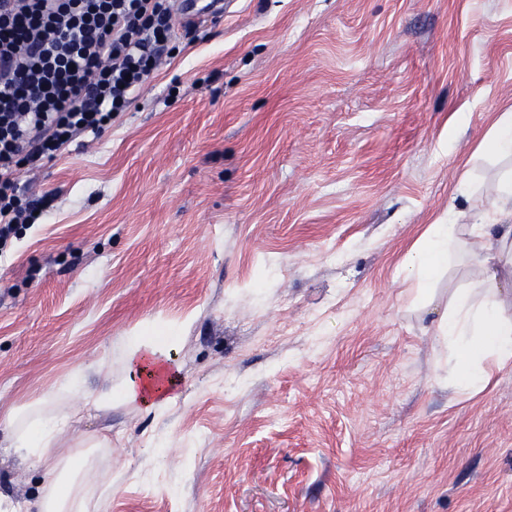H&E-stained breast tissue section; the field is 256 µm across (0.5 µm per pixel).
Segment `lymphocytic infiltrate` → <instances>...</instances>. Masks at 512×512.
I'll return each mask as SVG.
<instances>
[{
    "mask_svg": "<svg viewBox=\"0 0 512 512\" xmlns=\"http://www.w3.org/2000/svg\"><path fill=\"white\" fill-rule=\"evenodd\" d=\"M173 35L167 0H0V244L52 207L22 175L100 136Z\"/></svg>",
    "mask_w": 512,
    "mask_h": 512,
    "instance_id": "1",
    "label": "lymphocytic infiltrate"
}]
</instances>
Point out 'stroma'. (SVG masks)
<instances>
[{"mask_svg":"<svg viewBox=\"0 0 512 512\" xmlns=\"http://www.w3.org/2000/svg\"><path fill=\"white\" fill-rule=\"evenodd\" d=\"M98 137L28 175L49 215L0 250V417L101 391L175 326L163 412L113 402L90 512H512V366L458 396L401 265L512 113V0H236ZM121 476L110 488L111 473ZM48 479L0 429V499Z\"/></svg>","mask_w":512,"mask_h":512,"instance_id":"obj_1","label":"stroma"}]
</instances>
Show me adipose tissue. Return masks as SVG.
Segmentation results:
<instances>
[{
  "label": "adipose tissue",
  "instance_id": "1",
  "mask_svg": "<svg viewBox=\"0 0 512 512\" xmlns=\"http://www.w3.org/2000/svg\"><path fill=\"white\" fill-rule=\"evenodd\" d=\"M461 194L475 222L460 223V211L449 208L447 223L433 225L425 242L407 255L403 273L419 283L424 295H431L439 276L470 246L480 245L478 278L454 288L445 314L436 322L448 349V380L457 395L468 398L486 390L495 371L512 365V302L503 299L505 289L512 288V169L493 186V209H486L482 195L466 188ZM177 339L175 328L144 325L128 339V375L118 388L91 392L73 374L52 393L10 411L1 421L20 459L51 467L34 503L36 512H87L81 486L98 449L108 442L84 436L68 465H61L60 441L73 426L70 405L99 408L117 400L147 413L161 412L176 386L172 352Z\"/></svg>",
  "mask_w": 512,
  "mask_h": 512
}]
</instances>
